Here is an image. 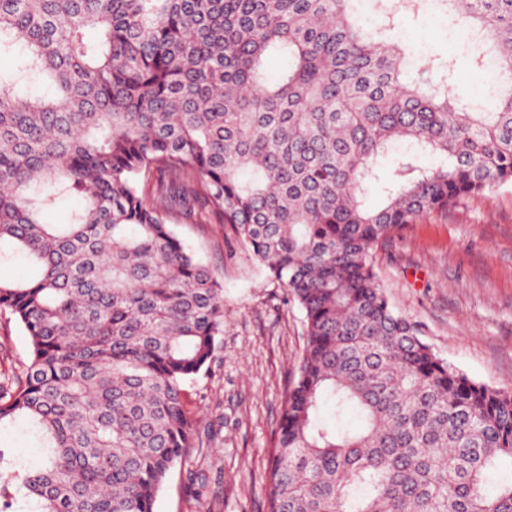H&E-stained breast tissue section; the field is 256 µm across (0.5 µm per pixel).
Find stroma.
Here are the masks:
<instances>
[{"label":"stroma","mask_w":512,"mask_h":512,"mask_svg":"<svg viewBox=\"0 0 512 512\" xmlns=\"http://www.w3.org/2000/svg\"><path fill=\"white\" fill-rule=\"evenodd\" d=\"M400 35L439 60L456 58V90L487 73L456 55L434 12L404 14ZM176 230L224 288V336L211 373L189 391L204 430L188 464H175L156 512H267L274 433L304 347L303 313L219 225L178 220ZM374 271L393 307L469 378L512 390V184L406 225L375 251ZM29 341L0 315V371L20 369ZM207 484L195 491L188 471Z\"/></svg>","instance_id":"35a3bbf8"}]
</instances>
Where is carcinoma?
I'll use <instances>...</instances> for the list:
<instances>
[{
  "mask_svg": "<svg viewBox=\"0 0 512 512\" xmlns=\"http://www.w3.org/2000/svg\"><path fill=\"white\" fill-rule=\"evenodd\" d=\"M354 2L0 0V246L32 270L0 279L30 343L0 428L39 449L0 445V512H155L200 447L186 386L221 348L224 288L171 219L201 213L304 313L269 512H512V481L489 486L512 470V391L434 352L373 264L415 219L512 183V0H438L507 79L465 104L451 60L406 78L390 32L421 0H371L372 28ZM65 197L69 223L46 222ZM0 439L13 446L24 457L31 456L35 451L29 438L18 427L2 428Z\"/></svg>",
  "mask_w": 512,
  "mask_h": 512,
  "instance_id": "obj_1",
  "label": "carcinoma"
}]
</instances>
